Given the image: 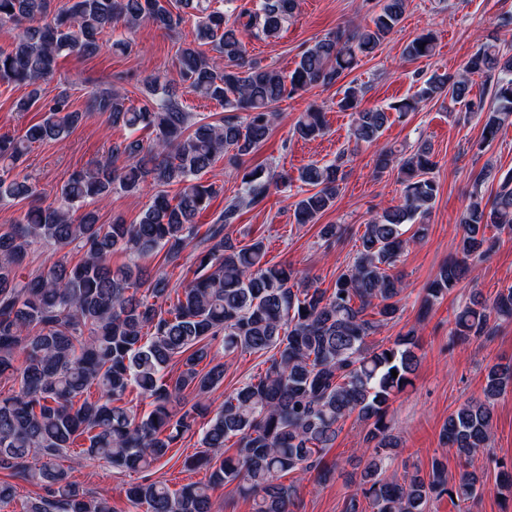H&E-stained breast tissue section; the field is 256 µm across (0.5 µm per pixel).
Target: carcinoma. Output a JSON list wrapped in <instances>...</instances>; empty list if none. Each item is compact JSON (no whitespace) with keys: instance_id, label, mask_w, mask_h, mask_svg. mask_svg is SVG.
<instances>
[{"instance_id":"obj_1","label":"carcinoma","mask_w":512,"mask_h":512,"mask_svg":"<svg viewBox=\"0 0 512 512\" xmlns=\"http://www.w3.org/2000/svg\"><path fill=\"white\" fill-rule=\"evenodd\" d=\"M0 0V25L19 29L13 47L0 51V81L28 88L16 107L26 111L41 100L42 85L56 74L63 54L92 56L104 28L131 30L143 22L166 32L178 30L186 10L194 11L195 40L216 52L208 56L185 47L178 56L182 88L224 104V117L209 122L184 110L165 72L144 79L141 105L111 87L89 94L85 111L72 109L67 90L42 104L43 118L18 138H0V199H29L32 206L0 230V378L13 382L0 394V470L40 485L45 495L30 500L25 512H113L109 501L88 495L56 459L82 439L84 453L117 469L138 471L164 459L200 415L206 400L224 382L225 365L199 368L211 343L223 337L224 352L271 353L264 372L235 388L201 428L200 464H212L211 480L237 483L253 501V512H293L296 481L319 470L341 422L356 416L365 424L366 456L345 512H427L430 501L455 496L461 512L480 496L484 476L470 461L489 446L494 401L512 389V365L496 364L486 374L483 398L469 400L448 415L443 438L464 461L458 477L448 478L436 458L423 474L386 475L399 440L384 422L392 396L411 383L419 348L410 330L387 346L370 340L398 313L404 291L389 273L412 241L425 238L426 216L438 194L437 162L430 144L409 152L382 150L377 171L394 165L402 202L364 225L351 265L329 292L292 268L265 260L263 240L241 245L225 232L244 207L260 204L270 189L286 190L293 177L242 167L244 156L267 138L276 103L314 86L335 84L374 53L404 18L409 0H378L379 9L352 34H328L308 47L288 74L246 57L239 34L276 38L293 16L298 0ZM436 36L423 32L403 49L408 61L433 56ZM492 80L498 106L485 108L471 97L470 77ZM446 96L484 115L479 149L490 145L512 119V55L487 38L470 55L463 72L431 73L412 95L388 107H361L362 88L349 84L337 102L353 117L350 138L372 145L391 113L402 118L421 102ZM91 114L108 116L131 136L115 141L104 159L73 173L57 199L45 205L20 161L35 143L57 140ZM324 112L309 107L296 120L293 135L311 140L325 134ZM241 174L243 192L228 202L198 236L194 218L207 210L223 187L202 181L214 163ZM498 179L488 196L482 187ZM298 180L307 187L294 203L297 224H314L335 204L342 181L340 162L310 163ZM471 201L460 219L459 254L442 264L426 288L425 302L448 293L472 276L495 246L489 227L512 231V173L496 177L492 164L472 175ZM154 194L138 222L115 218L100 224L85 210L112 194ZM176 188L170 195L169 188ZM416 228L403 238L404 225ZM199 249L193 278L171 298L167 274L143 260L164 254L180 258L190 244ZM49 245L60 257L34 270L27 255ZM82 252L76 262L66 249ZM122 251L130 262L112 264ZM512 318V287L492 301L475 294L454 316L451 335L459 340L493 334L491 319ZM178 368L175 379L166 370ZM397 372L392 377L391 371ZM135 391L149 400L141 416L121 404ZM196 401L184 412V393ZM236 451L224 455L227 442ZM207 484L178 490L162 482L135 483L126 490L131 506L144 512H212Z\"/></svg>"}]
</instances>
